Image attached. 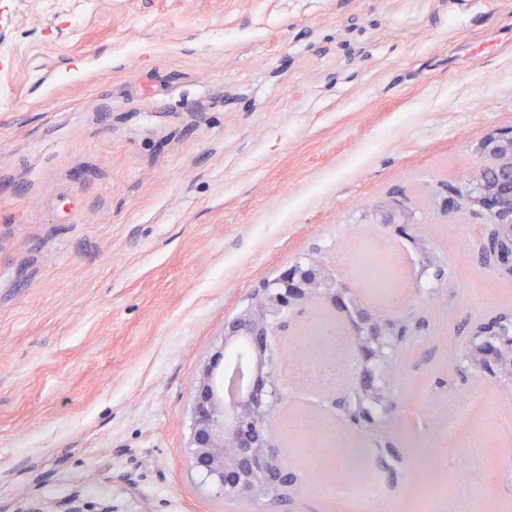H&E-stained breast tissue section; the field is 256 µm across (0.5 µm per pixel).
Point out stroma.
Segmentation results:
<instances>
[{"instance_id": "1", "label": "stroma", "mask_w": 512, "mask_h": 512, "mask_svg": "<svg viewBox=\"0 0 512 512\" xmlns=\"http://www.w3.org/2000/svg\"><path fill=\"white\" fill-rule=\"evenodd\" d=\"M0 41V512H265L190 468L198 367L262 283L363 231L428 282L423 234L448 275L395 307L427 320L391 380L397 458L351 432L394 512H423L418 445L475 382L512 403L448 358L512 313V280L478 259L484 222L428 204L512 128V0H0ZM402 197L407 234L370 223ZM476 425L441 512H512V461ZM287 460L292 512H329L306 490L325 468Z\"/></svg>"}]
</instances>
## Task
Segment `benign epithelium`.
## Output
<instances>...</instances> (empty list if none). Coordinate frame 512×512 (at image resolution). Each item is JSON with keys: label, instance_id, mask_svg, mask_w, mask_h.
<instances>
[{"label": "benign epithelium", "instance_id": "obj_1", "mask_svg": "<svg viewBox=\"0 0 512 512\" xmlns=\"http://www.w3.org/2000/svg\"><path fill=\"white\" fill-rule=\"evenodd\" d=\"M486 163H495L508 172V209L502 210L492 200L493 191L483 184V167L469 171L468 181L482 209L493 217L491 233L498 234L509 251V262L498 274L512 279V130L489 135L479 145ZM464 199L450 193L436 202L435 211L442 220H454ZM372 223L395 228L404 233L412 218L395 202L374 203ZM313 299L330 307L343 323L347 336V354L357 379L356 401L341 406L338 419L359 430H371L388 436L389 429L362 411L361 400L373 399L391 412L394 397L390 384L397 354L384 343L399 326L398 318L381 324L380 308L369 305L357 294L353 284L333 276L328 262L309 261L305 266L293 263L255 293L254 299L224 322L221 348L199 370L194 381L190 465L208 487L226 498L248 497L255 502L277 501L275 490L288 483V470L275 471L272 460L279 458L277 435L270 421L278 401L273 399L277 382V356L270 339L290 328L288 315ZM244 346L263 358V368L255 381L231 401L224 399L215 369L219 358L229 350ZM479 373L501 379L503 364L499 353L475 351Z\"/></svg>", "mask_w": 512, "mask_h": 512}]
</instances>
